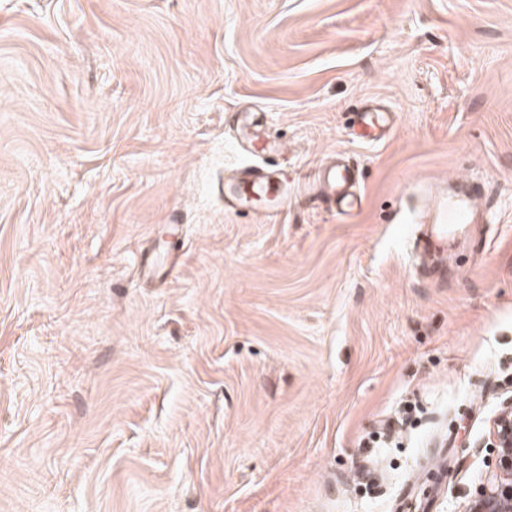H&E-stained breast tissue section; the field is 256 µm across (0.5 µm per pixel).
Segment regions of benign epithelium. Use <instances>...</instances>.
<instances>
[{
  "mask_svg": "<svg viewBox=\"0 0 512 512\" xmlns=\"http://www.w3.org/2000/svg\"><path fill=\"white\" fill-rule=\"evenodd\" d=\"M490 440L495 449L492 473L467 512H512V401L492 421Z\"/></svg>",
  "mask_w": 512,
  "mask_h": 512,
  "instance_id": "obj_1",
  "label": "benign epithelium"
}]
</instances>
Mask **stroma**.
<instances>
[{"label":"stroma","mask_w":512,"mask_h":512,"mask_svg":"<svg viewBox=\"0 0 512 512\" xmlns=\"http://www.w3.org/2000/svg\"><path fill=\"white\" fill-rule=\"evenodd\" d=\"M510 401L512 0H0V512H466ZM360 115L359 137L366 143L379 142L383 134L380 132L387 123V119L382 112H362ZM322 181H326V191L329 198L338 202L339 211L342 214H350L361 206V197L348 192L355 183L353 171L342 163L327 166L322 173ZM477 192V188H472L466 197L443 194L435 197L419 222L423 228L420 241L425 251L434 239H448L451 234L480 222L481 215L473 204Z\"/></svg>","instance_id":"obj_1"}]
</instances>
